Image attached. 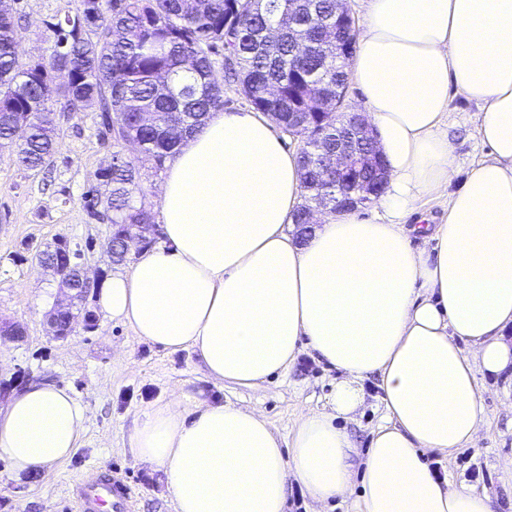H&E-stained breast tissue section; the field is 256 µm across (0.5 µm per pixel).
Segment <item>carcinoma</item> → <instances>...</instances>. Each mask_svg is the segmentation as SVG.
<instances>
[{
  "mask_svg": "<svg viewBox=\"0 0 512 512\" xmlns=\"http://www.w3.org/2000/svg\"><path fill=\"white\" fill-rule=\"evenodd\" d=\"M289 0H81L77 12L94 14L78 26L72 14L49 25L50 53L34 64L18 57L19 18L0 19V142L13 141V116L28 120L26 136L16 143L15 162L28 171L49 166L57 147L54 105L80 112L90 101L99 105L98 136L112 139V166L98 172L104 197L87 206L112 227L107 249L125 259L127 233L153 216L137 203L140 169L161 168L183 142L198 131L210 113L224 109L221 68L257 112L278 122L298 111L299 89L312 93L318 84L342 80L336 67L325 20L335 13L334 0H298L294 27L307 31L310 54L299 60L305 82L288 85L292 55L288 27L275 28L288 16ZM328 133L316 144L323 154L336 148V117L318 118ZM137 147L128 156L126 145ZM304 203L293 215L302 223L310 202L314 170L300 155Z\"/></svg>",
  "mask_w": 512,
  "mask_h": 512,
  "instance_id": "cac0c4a2",
  "label": "carcinoma"
}]
</instances>
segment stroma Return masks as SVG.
Instances as JSON below:
<instances>
[{
	"label": "stroma",
	"instance_id": "stroma-1",
	"mask_svg": "<svg viewBox=\"0 0 512 512\" xmlns=\"http://www.w3.org/2000/svg\"><path fill=\"white\" fill-rule=\"evenodd\" d=\"M80 0H19L21 58L46 55L48 24L54 16L75 12ZM478 108L458 90L450 92L448 134L455 146L460 174L488 158L476 132ZM55 121L59 148L47 170L38 174L0 148V320L24 330L20 340L0 339V407L29 384L48 382L69 387L86 411L78 448L49 475L13 477L0 459V512H77L72 483L91 467L120 469L131 491V512H175L161 472L140 464L129 446L139 416L179 398L184 405L201 400L232 403L262 412L280 438H289L299 415L327 409L337 371L300 354L293 368L259 389L224 386L206 375L199 355L171 353L135 336L127 326L100 313L95 294L83 307L94 313L95 326H77L64 339L49 335L44 316L61 297L53 274L34 259L36 251L67 239L81 250L89 277L104 280L129 270L139 244L129 246L125 263L113 264L105 243L107 227L87 210L84 194L100 188L99 170L112 150L98 140L94 107L59 112ZM485 420L476 444L449 457L430 453L439 475L487 492L512 512V377L481 378ZM364 403L346 426L360 448L383 416L376 378L363 382Z\"/></svg>",
	"mask_w": 512,
	"mask_h": 512
}]
</instances>
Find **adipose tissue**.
<instances>
[{
    "label": "adipose tissue",
    "mask_w": 512,
    "mask_h": 512,
    "mask_svg": "<svg viewBox=\"0 0 512 512\" xmlns=\"http://www.w3.org/2000/svg\"><path fill=\"white\" fill-rule=\"evenodd\" d=\"M379 133L388 181L378 219L325 212L295 244L296 152L253 112H215L171 160L162 242L106 279L110 319L175 353L197 352L215 382L257 388L302 351L340 372L325 411L281 441L258 411L172 400L130 437L160 469L176 512H284L289 480L311 512H496L487 493L439 476L427 455L475 443L480 375L512 368V0H369L349 61ZM457 87L477 105L488 159L460 176L446 112ZM447 193L443 223L405 218ZM377 377L384 414L360 449L342 421ZM69 388L33 383L0 408V459L50 473L84 433Z\"/></svg>",
    "instance_id": "ef3b65f1"
}]
</instances>
